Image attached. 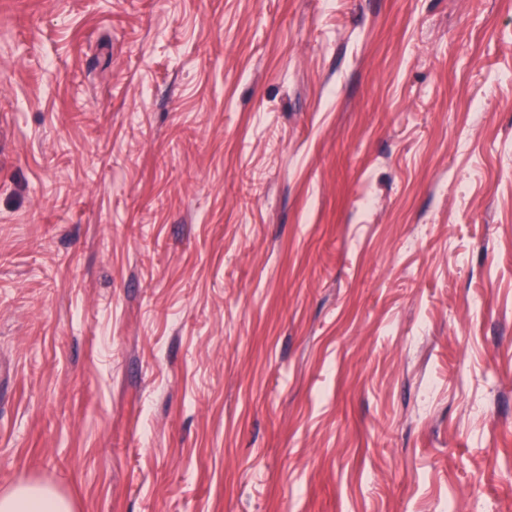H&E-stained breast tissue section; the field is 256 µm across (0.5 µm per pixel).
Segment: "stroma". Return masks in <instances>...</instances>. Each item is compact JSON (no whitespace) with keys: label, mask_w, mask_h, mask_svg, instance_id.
<instances>
[{"label":"stroma","mask_w":512,"mask_h":512,"mask_svg":"<svg viewBox=\"0 0 512 512\" xmlns=\"http://www.w3.org/2000/svg\"><path fill=\"white\" fill-rule=\"evenodd\" d=\"M512 0H0V491L512 512Z\"/></svg>","instance_id":"obj_1"}]
</instances>
